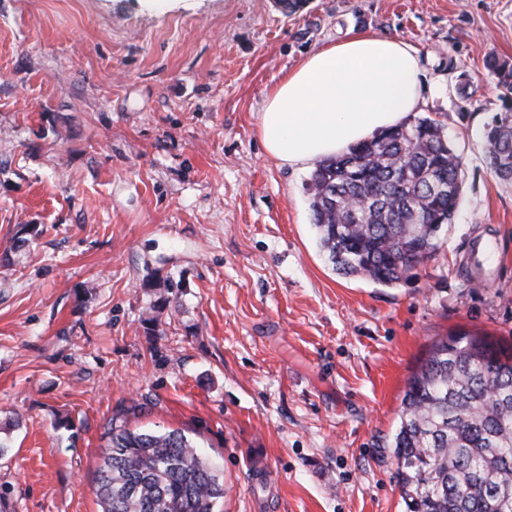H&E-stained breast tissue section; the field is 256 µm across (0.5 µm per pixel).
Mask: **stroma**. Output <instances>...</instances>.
<instances>
[{
    "label": "stroma",
    "mask_w": 512,
    "mask_h": 512,
    "mask_svg": "<svg viewBox=\"0 0 512 512\" xmlns=\"http://www.w3.org/2000/svg\"><path fill=\"white\" fill-rule=\"evenodd\" d=\"M418 49L463 158L435 256L381 286L320 249L271 88L355 31ZM512 0H0V500L98 512L104 428L180 429L224 512H405L406 381L458 332L512 344V188L484 161ZM470 84L468 97L457 92Z\"/></svg>",
    "instance_id": "1"
}]
</instances>
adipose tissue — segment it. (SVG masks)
Here are the masks:
<instances>
[{"label":"adipose tissue","mask_w":512,"mask_h":512,"mask_svg":"<svg viewBox=\"0 0 512 512\" xmlns=\"http://www.w3.org/2000/svg\"><path fill=\"white\" fill-rule=\"evenodd\" d=\"M419 52L362 32L315 52L268 93L258 125L267 155L292 168L396 127L422 104Z\"/></svg>","instance_id":"ef3b65f1"}]
</instances>
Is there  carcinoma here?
Here are the masks:
<instances>
[{
	"instance_id": "obj_1",
	"label": "carcinoma",
	"mask_w": 512,
	"mask_h": 512,
	"mask_svg": "<svg viewBox=\"0 0 512 512\" xmlns=\"http://www.w3.org/2000/svg\"><path fill=\"white\" fill-rule=\"evenodd\" d=\"M484 66L511 95L512 59L489 53ZM484 137L488 167L512 187V105ZM462 165L428 117L318 162L307 187L334 270L391 286L432 258L461 199ZM432 177L443 192H431ZM105 435L101 512H222L224 473L184 432L132 430L114 417ZM390 447L406 512H512L496 495H512V348L470 334L436 341L407 380Z\"/></svg>"
}]
</instances>
